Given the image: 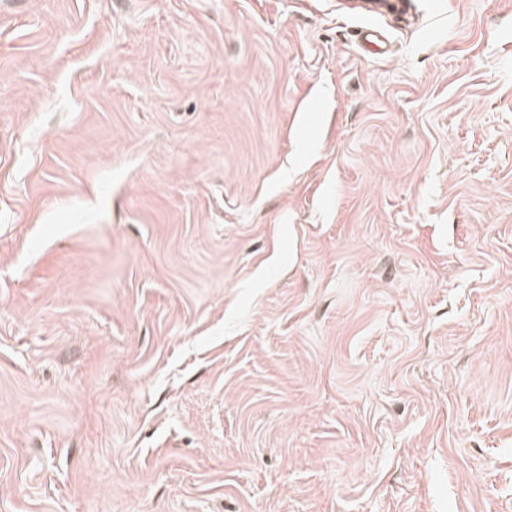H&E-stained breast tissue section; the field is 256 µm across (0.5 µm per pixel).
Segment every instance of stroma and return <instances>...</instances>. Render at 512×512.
I'll use <instances>...</instances> for the list:
<instances>
[{"instance_id":"1","label":"stroma","mask_w":512,"mask_h":512,"mask_svg":"<svg viewBox=\"0 0 512 512\" xmlns=\"http://www.w3.org/2000/svg\"><path fill=\"white\" fill-rule=\"evenodd\" d=\"M0 0V512H512V0Z\"/></svg>"}]
</instances>
